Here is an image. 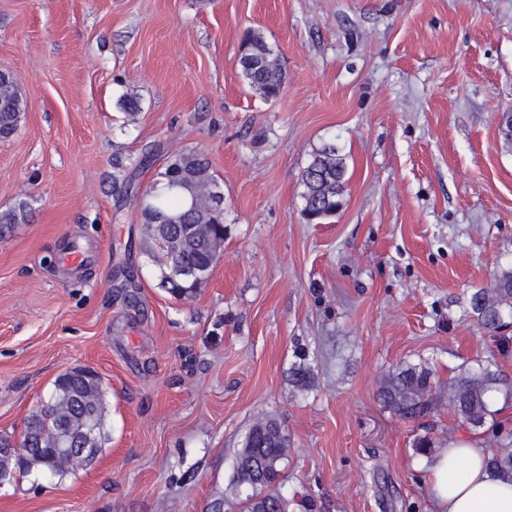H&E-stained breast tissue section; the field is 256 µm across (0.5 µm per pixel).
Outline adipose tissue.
Wrapping results in <instances>:
<instances>
[{
    "label": "adipose tissue",
    "instance_id": "adipose-tissue-1",
    "mask_svg": "<svg viewBox=\"0 0 512 512\" xmlns=\"http://www.w3.org/2000/svg\"><path fill=\"white\" fill-rule=\"evenodd\" d=\"M488 456L481 436L459 434L426 461L435 512H512V480L493 475Z\"/></svg>",
    "mask_w": 512,
    "mask_h": 512
}]
</instances>
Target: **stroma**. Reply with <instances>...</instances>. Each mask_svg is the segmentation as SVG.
<instances>
[{
  "mask_svg": "<svg viewBox=\"0 0 512 512\" xmlns=\"http://www.w3.org/2000/svg\"><path fill=\"white\" fill-rule=\"evenodd\" d=\"M249 32L283 64L268 102L241 73ZM1 69L25 110L0 138V211L27 218L0 236V435L76 366L101 375L108 424L92 463L0 487V512H240L234 452L266 417L288 433L283 490L313 503L295 512H433L416 442L476 429L377 392L405 364L512 380V325L470 306L512 260V0H0ZM331 141L342 205L311 224L301 175ZM185 149L212 164L225 232L183 300L136 196ZM77 240L84 269L61 263Z\"/></svg>",
  "mask_w": 512,
  "mask_h": 512,
  "instance_id": "1",
  "label": "stroma"
}]
</instances>
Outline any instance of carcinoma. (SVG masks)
<instances>
[{"instance_id": "obj_1", "label": "carcinoma", "mask_w": 512, "mask_h": 512, "mask_svg": "<svg viewBox=\"0 0 512 512\" xmlns=\"http://www.w3.org/2000/svg\"><path fill=\"white\" fill-rule=\"evenodd\" d=\"M248 65L242 74L262 98H276L284 81L280 59L259 33H250L244 43ZM24 98L13 76L0 72V136L8 137L18 126ZM346 161L334 144H326L304 168L303 213L310 220L336 213L346 184ZM220 184L207 156L187 149L169 157L144 193L141 216L151 253L163 257L161 278L176 298L190 297L204 285L224 249V204ZM25 218L23 206L0 212V233ZM472 311L488 332L512 318V264L502 265L487 288L470 298ZM378 397L384 407L404 421L427 416L448 398L451 411L475 427L496 413V403H512V381H507L492 363L460 369L448 381V391L437 387L433 372L422 365L396 368L381 384ZM496 448L490 454L492 472L512 479V433L494 432ZM87 440L102 447L105 440L104 390L99 373L90 367H74L54 382L48 401L28 421L21 440L23 454L0 453V475L12 481L32 474L63 477L80 462L63 452L68 442ZM286 449L279 446L276 432L254 436L251 446L238 448L234 466L245 465L235 474L233 491L244 495V512H290L294 497L278 490Z\"/></svg>"}]
</instances>
